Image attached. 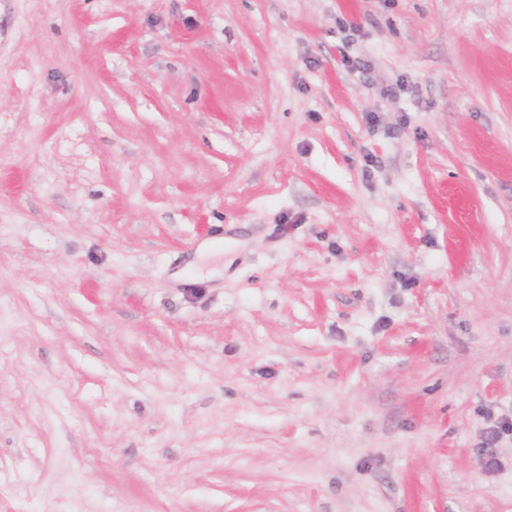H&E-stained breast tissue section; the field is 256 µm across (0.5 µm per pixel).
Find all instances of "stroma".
<instances>
[{
	"label": "stroma",
	"mask_w": 512,
	"mask_h": 512,
	"mask_svg": "<svg viewBox=\"0 0 512 512\" xmlns=\"http://www.w3.org/2000/svg\"><path fill=\"white\" fill-rule=\"evenodd\" d=\"M505 417L512 0H0V512H512Z\"/></svg>",
	"instance_id": "stroma-1"
}]
</instances>
